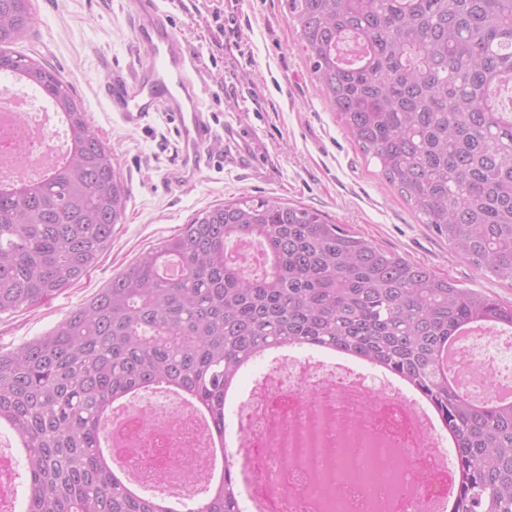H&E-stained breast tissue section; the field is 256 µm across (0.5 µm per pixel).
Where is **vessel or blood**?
<instances>
[{"instance_id": "1", "label": "vessel or blood", "mask_w": 512, "mask_h": 512, "mask_svg": "<svg viewBox=\"0 0 512 512\" xmlns=\"http://www.w3.org/2000/svg\"><path fill=\"white\" fill-rule=\"evenodd\" d=\"M132 62L110 70L102 88L112 112L129 129L142 128L152 113L164 112L176 124L177 179L186 183L210 160L215 131L210 113L191 76L187 51L154 0H136Z\"/></svg>"}]
</instances>
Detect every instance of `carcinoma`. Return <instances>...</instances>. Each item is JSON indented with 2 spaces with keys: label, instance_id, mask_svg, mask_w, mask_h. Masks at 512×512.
<instances>
[{
  "label": "carcinoma",
  "instance_id": "cac0c4a2",
  "mask_svg": "<svg viewBox=\"0 0 512 512\" xmlns=\"http://www.w3.org/2000/svg\"><path fill=\"white\" fill-rule=\"evenodd\" d=\"M315 86L353 140L465 259L512 283V0H285ZM31 0H0V68L53 96L63 162L0 187V315L80 281L125 215L128 186L73 90L9 50ZM263 247L250 276L228 244ZM180 257L182 276L162 261ZM475 320L512 328V308L462 288L318 212L242 198L199 212L50 332L0 353V426L24 444L29 512H170L133 494L99 454L113 402L165 384L224 432V389L279 342L380 367L426 399L455 438L452 512H512V403L448 389L438 353ZM236 473L197 512H243Z\"/></svg>",
  "mask_w": 512,
  "mask_h": 512
}]
</instances>
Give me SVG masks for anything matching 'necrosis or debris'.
<instances>
[{
    "label": "necrosis or debris",
    "instance_id": "necrosis-or-debris-1",
    "mask_svg": "<svg viewBox=\"0 0 512 512\" xmlns=\"http://www.w3.org/2000/svg\"><path fill=\"white\" fill-rule=\"evenodd\" d=\"M52 112L47 103L18 108L14 126L0 127V158L36 124L56 143L63 122ZM504 361L512 363V342L500 344L495 331L466 344L461 370L467 375L482 369L481 399L494 397L504 384ZM325 367L321 358L288 354L283 365L255 381L233 428L259 477L249 499L260 501L263 512H283V503L307 502L326 483L340 500L331 512H373V501L382 497L395 512H408L409 494L425 504L447 497L455 470L444 434L427 418L426 402L405 397L396 376L361 375L340 387ZM181 406L176 414L167 403L146 398L120 417L123 460L140 484L164 493L194 490L207 481L204 474L184 471L173 454L208 446L193 404L185 400Z\"/></svg>",
    "mask_w": 512,
    "mask_h": 512
}]
</instances>
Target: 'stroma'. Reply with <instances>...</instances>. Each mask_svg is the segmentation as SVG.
I'll return each mask as SVG.
<instances>
[{"label": "stroma", "mask_w": 512, "mask_h": 512, "mask_svg": "<svg viewBox=\"0 0 512 512\" xmlns=\"http://www.w3.org/2000/svg\"><path fill=\"white\" fill-rule=\"evenodd\" d=\"M33 23L17 52L53 66L82 101L93 130L112 150L129 187L112 243L81 281L46 303L0 316V351L49 331L141 252L179 233L202 210L242 197L271 199L321 213L332 224L436 275L512 307V284L460 256L424 224L337 123L314 85L287 19L284 0H158L205 88L217 131L242 135L232 154L214 158L192 185L172 179L175 125L156 113L139 130L109 111L100 87L112 66L131 61L130 0H31Z\"/></svg>", "instance_id": "1"}]
</instances>
